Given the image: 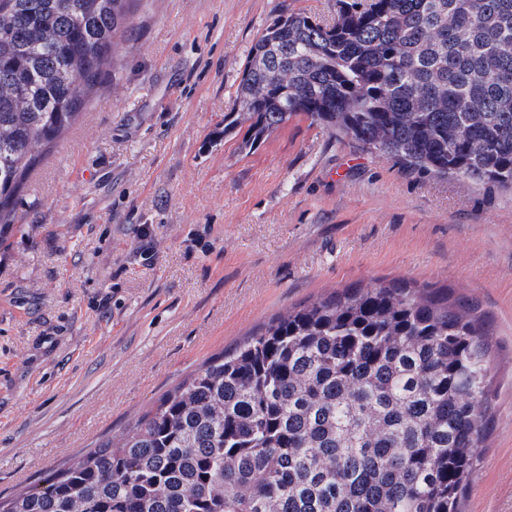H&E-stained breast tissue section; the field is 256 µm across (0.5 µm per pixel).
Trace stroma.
I'll use <instances>...</instances> for the list:
<instances>
[{"instance_id": "stroma-1", "label": "stroma", "mask_w": 512, "mask_h": 512, "mask_svg": "<svg viewBox=\"0 0 512 512\" xmlns=\"http://www.w3.org/2000/svg\"><path fill=\"white\" fill-rule=\"evenodd\" d=\"M300 9L328 0H140L30 176L0 246V495L288 308L403 277L493 319L499 396L466 507L512 512V191L406 172L303 115L240 150L224 115L248 52Z\"/></svg>"}]
</instances>
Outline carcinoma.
<instances>
[{
    "instance_id": "carcinoma-1",
    "label": "carcinoma",
    "mask_w": 512,
    "mask_h": 512,
    "mask_svg": "<svg viewBox=\"0 0 512 512\" xmlns=\"http://www.w3.org/2000/svg\"><path fill=\"white\" fill-rule=\"evenodd\" d=\"M134 0H0V244ZM302 114L408 172L512 189V0H333L252 45L224 133ZM500 351L473 296L395 278L271 319L0 512H464Z\"/></svg>"
}]
</instances>
